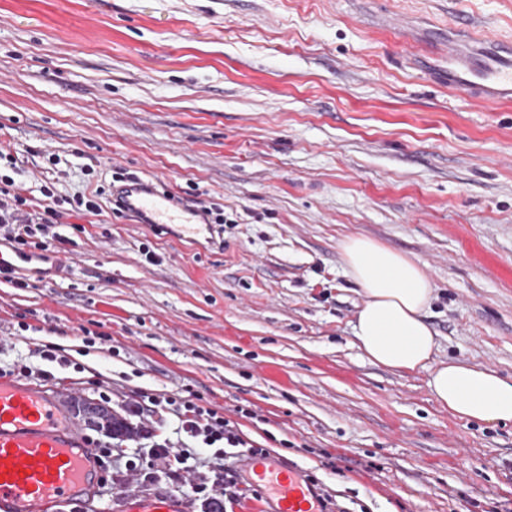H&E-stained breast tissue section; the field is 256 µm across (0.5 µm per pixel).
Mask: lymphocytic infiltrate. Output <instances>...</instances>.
<instances>
[{"mask_svg": "<svg viewBox=\"0 0 512 512\" xmlns=\"http://www.w3.org/2000/svg\"><path fill=\"white\" fill-rule=\"evenodd\" d=\"M60 204L49 186H41L39 196L28 198L21 184L0 176V240L19 253L27 248L53 252L61 239L55 230L62 216ZM148 401L173 415L176 433L185 436L189 445L175 448L165 442L153 443L148 457L140 463L141 470L182 474L183 490L200 501L205 512H225L227 505L245 496L244 480L231 462L254 453L255 448L242 437L236 423L201 405L199 395L193 392L152 395ZM196 447L211 449L213 459L224 461V468L215 467L206 474L197 471L191 464Z\"/></svg>", "mask_w": 512, "mask_h": 512, "instance_id": "f902f5d3", "label": "lymphocytic infiltrate"}]
</instances>
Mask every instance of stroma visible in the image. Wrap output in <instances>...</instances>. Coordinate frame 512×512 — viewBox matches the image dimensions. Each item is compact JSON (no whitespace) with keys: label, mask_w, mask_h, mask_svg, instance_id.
<instances>
[{"label":"stroma","mask_w":512,"mask_h":512,"mask_svg":"<svg viewBox=\"0 0 512 512\" xmlns=\"http://www.w3.org/2000/svg\"><path fill=\"white\" fill-rule=\"evenodd\" d=\"M462 14L512 36V0H0L1 174L38 190L56 153L61 196L132 173L231 219L195 245L105 197L64 216L59 270L0 277V368L56 344L82 369L45 387L110 393L161 439L143 393L191 389L346 512H512V423L370 363L341 261L357 234L417 261L429 369L512 376V105L445 88L432 48ZM145 445L113 455L121 493L59 512L179 490L134 471Z\"/></svg>","instance_id":"1"}]
</instances>
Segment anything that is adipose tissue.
Returning <instances> with one entry per match:
<instances>
[{
	"label": "adipose tissue",
	"instance_id": "adipose-tissue-1",
	"mask_svg": "<svg viewBox=\"0 0 512 512\" xmlns=\"http://www.w3.org/2000/svg\"><path fill=\"white\" fill-rule=\"evenodd\" d=\"M341 249L345 269L364 296L353 335L367 360L396 370H429L432 396L457 419L512 423V376L459 361L430 369L436 341L425 310L433 284L423 269L364 235L347 237Z\"/></svg>",
	"mask_w": 512,
	"mask_h": 512
}]
</instances>
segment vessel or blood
<instances>
[{"label": "vessel or blood", "mask_w": 512, "mask_h": 512, "mask_svg": "<svg viewBox=\"0 0 512 512\" xmlns=\"http://www.w3.org/2000/svg\"><path fill=\"white\" fill-rule=\"evenodd\" d=\"M448 61V86L493 105L512 103V41L480 33L477 55L458 40L440 46ZM123 210L177 235H211L200 209L167 187L138 178L112 190ZM238 464L263 512H321L320 492L299 469L271 457L242 456ZM103 475L98 454L71 419L66 398L26 379L0 378V512H54L81 500ZM119 512H190L187 496L152 493L123 499Z\"/></svg>", "instance_id": "vessel-or-blood-1"}]
</instances>
